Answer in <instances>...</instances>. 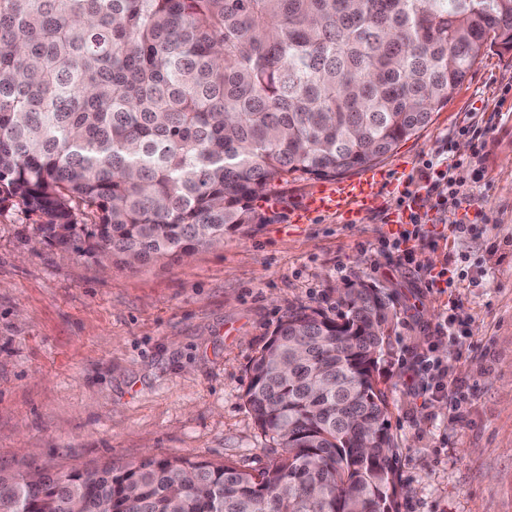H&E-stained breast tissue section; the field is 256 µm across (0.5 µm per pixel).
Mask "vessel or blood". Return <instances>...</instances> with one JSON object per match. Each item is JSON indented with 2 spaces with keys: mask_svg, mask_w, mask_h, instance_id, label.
Returning a JSON list of instances; mask_svg holds the SVG:
<instances>
[{
  "mask_svg": "<svg viewBox=\"0 0 512 512\" xmlns=\"http://www.w3.org/2000/svg\"><path fill=\"white\" fill-rule=\"evenodd\" d=\"M379 173L371 168L362 171L357 180L329 184L316 197L311 198L309 207L318 212H332L351 222L372 207L376 196L375 186Z\"/></svg>",
  "mask_w": 512,
  "mask_h": 512,
  "instance_id": "obj_1",
  "label": "vessel or blood"
}]
</instances>
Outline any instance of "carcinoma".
I'll use <instances>...</instances> for the list:
<instances>
[{
  "instance_id": "carcinoma-1",
  "label": "carcinoma",
  "mask_w": 512,
  "mask_h": 512,
  "mask_svg": "<svg viewBox=\"0 0 512 512\" xmlns=\"http://www.w3.org/2000/svg\"><path fill=\"white\" fill-rule=\"evenodd\" d=\"M512 0H0V210L69 256L132 265L264 224L288 176L362 169L427 125ZM92 216L90 224L84 217ZM299 307L249 368L245 404L281 450L245 471L189 457L28 483L13 512H389L400 482L375 370L391 294L354 283Z\"/></svg>"
}]
</instances>
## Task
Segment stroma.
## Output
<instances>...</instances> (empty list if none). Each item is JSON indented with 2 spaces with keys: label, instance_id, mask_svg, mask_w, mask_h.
<instances>
[{
  "label": "stroma",
  "instance_id": "35a3bbf8",
  "mask_svg": "<svg viewBox=\"0 0 512 512\" xmlns=\"http://www.w3.org/2000/svg\"><path fill=\"white\" fill-rule=\"evenodd\" d=\"M472 126L487 141L478 153ZM442 151L466 163L467 230L412 242L408 262L383 245L397 231L388 218L419 162ZM375 166L376 202L355 223L298 221L325 182L297 173L255 200L268 223L144 265L63 255L40 242L37 215L0 212V470L182 456L265 467L278 451L244 404L252 360L288 311L336 315L339 289L361 280L397 311L375 371L401 482L392 512H512V51L486 50L447 106ZM426 354L466 392L460 420L408 386Z\"/></svg>",
  "mask_w": 512,
  "mask_h": 512
}]
</instances>
